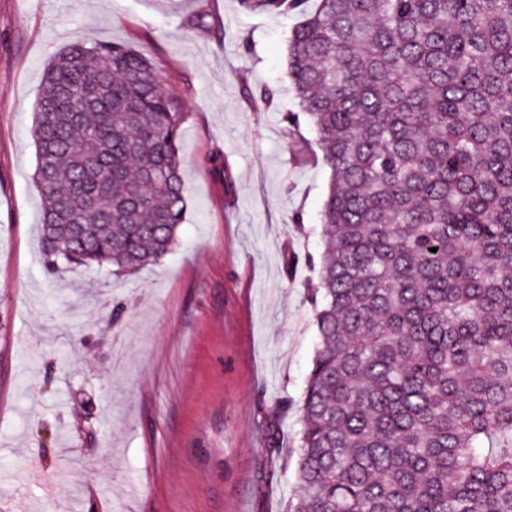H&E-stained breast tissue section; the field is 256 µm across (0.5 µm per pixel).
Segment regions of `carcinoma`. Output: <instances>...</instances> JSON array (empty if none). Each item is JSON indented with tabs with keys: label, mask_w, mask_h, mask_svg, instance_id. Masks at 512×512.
I'll return each mask as SVG.
<instances>
[{
	"label": "carcinoma",
	"mask_w": 512,
	"mask_h": 512,
	"mask_svg": "<svg viewBox=\"0 0 512 512\" xmlns=\"http://www.w3.org/2000/svg\"><path fill=\"white\" fill-rule=\"evenodd\" d=\"M287 77L285 135L305 118L331 178L285 512H512V0H317ZM32 135L52 266L172 249L180 107L151 59L70 44Z\"/></svg>",
	"instance_id": "carcinoma-1"
}]
</instances>
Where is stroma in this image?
<instances>
[{
    "label": "stroma",
    "instance_id": "1",
    "mask_svg": "<svg viewBox=\"0 0 512 512\" xmlns=\"http://www.w3.org/2000/svg\"><path fill=\"white\" fill-rule=\"evenodd\" d=\"M203 13L216 26H194ZM300 20L238 0H0V512H283L294 496L330 181L310 127L284 135ZM74 41L129 44L183 106L186 220L133 273L57 275L43 253L33 110Z\"/></svg>",
    "mask_w": 512,
    "mask_h": 512
}]
</instances>
